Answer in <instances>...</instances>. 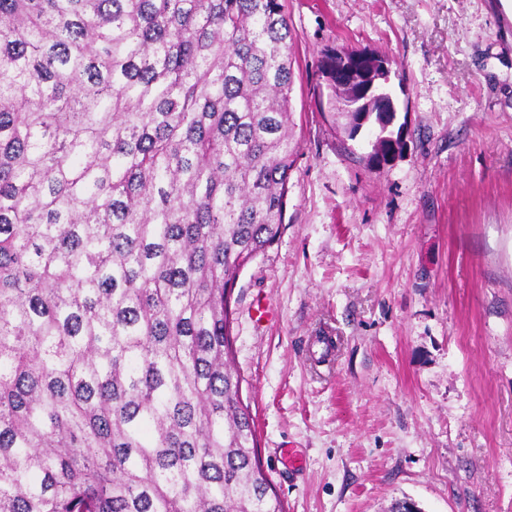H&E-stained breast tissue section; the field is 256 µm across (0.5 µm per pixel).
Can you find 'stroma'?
<instances>
[{"label": "stroma", "mask_w": 512, "mask_h": 512, "mask_svg": "<svg viewBox=\"0 0 512 512\" xmlns=\"http://www.w3.org/2000/svg\"><path fill=\"white\" fill-rule=\"evenodd\" d=\"M285 9L286 227L232 298L268 478L287 512H512V0ZM332 48L390 61L386 164L333 115Z\"/></svg>", "instance_id": "1"}]
</instances>
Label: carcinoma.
<instances>
[{
	"instance_id": "obj_1",
	"label": "carcinoma",
	"mask_w": 512,
	"mask_h": 512,
	"mask_svg": "<svg viewBox=\"0 0 512 512\" xmlns=\"http://www.w3.org/2000/svg\"><path fill=\"white\" fill-rule=\"evenodd\" d=\"M282 0H0V512H285L231 295L284 230ZM375 54L327 50L350 134Z\"/></svg>"
}]
</instances>
